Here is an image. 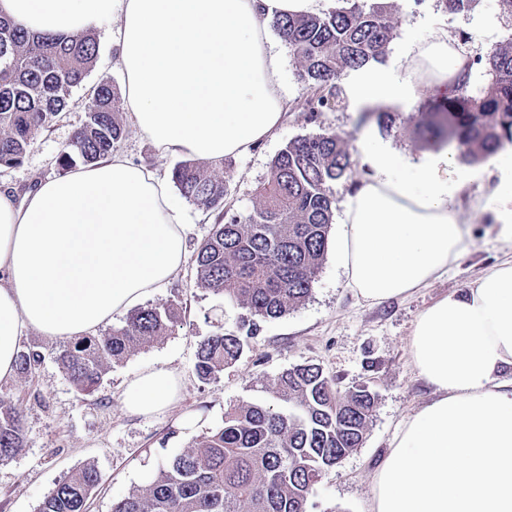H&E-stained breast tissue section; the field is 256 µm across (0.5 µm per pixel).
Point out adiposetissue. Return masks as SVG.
<instances>
[{"label": "adipose tissue", "mask_w": 512, "mask_h": 512, "mask_svg": "<svg viewBox=\"0 0 512 512\" xmlns=\"http://www.w3.org/2000/svg\"><path fill=\"white\" fill-rule=\"evenodd\" d=\"M330 0H0L31 32L71 35L116 20L125 108L168 157L220 160L271 137L287 100L269 47L275 18ZM468 57L446 29L405 56L403 74L366 68L355 107L413 102L455 85ZM367 172L343 201L336 259L370 304L425 288L467 250L453 205L467 178L441 150L404 169L365 137ZM181 205L167 178L111 154L17 194L0 183V381L15 373L24 332L70 340L94 332L172 282L187 258ZM409 353L436 392L403 423L373 480L372 512H512V260L417 317ZM164 370L129 384L124 408L171 405Z\"/></svg>", "instance_id": "1"}]
</instances>
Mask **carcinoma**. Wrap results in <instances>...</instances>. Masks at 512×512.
I'll list each match as a JSON object with an SVG mask.
<instances>
[{"label": "carcinoma", "mask_w": 512, "mask_h": 512, "mask_svg": "<svg viewBox=\"0 0 512 512\" xmlns=\"http://www.w3.org/2000/svg\"><path fill=\"white\" fill-rule=\"evenodd\" d=\"M322 14L277 18L301 82L313 89L298 111L340 107L342 74L380 63L393 38L389 0H337ZM99 43L91 30L75 36L30 33L0 17V168L23 163L37 136L66 111L73 89L93 67ZM491 75L477 91L469 76L453 86L423 126L438 146L453 143L475 164L512 144V42L477 59ZM123 101L107 82L92 88L85 119L57 164L66 172L91 165L122 141ZM351 165L348 144L334 133L288 142L255 189L247 214L224 209V162L177 163L171 179L180 194L215 215L195 259L197 286L242 310L239 329L217 331L200 342L194 370L210 380L242 356L260 322L279 318L305 302L322 264L333 217L331 184ZM183 325L171 301L131 311L100 336L62 347L56 361L82 395L92 394L114 363ZM41 351L25 345L16 372L31 377ZM375 405L363 387L341 391L316 364L286 369L262 384V394L224 411V424L198 437L145 487L112 505V512H308L322 473L362 447ZM18 411L0 399V460L22 447ZM97 466L76 468L44 497L37 512H86L101 486Z\"/></svg>", "instance_id": "obj_1"}]
</instances>
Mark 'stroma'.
<instances>
[{
	"mask_svg": "<svg viewBox=\"0 0 512 512\" xmlns=\"http://www.w3.org/2000/svg\"><path fill=\"white\" fill-rule=\"evenodd\" d=\"M391 3L395 29L383 67L395 78L403 74V54L433 29L465 35V45L474 57L512 39V20L500 13L497 0H479L473 10L464 13L444 11L438 0ZM95 33L97 62L83 86L73 91L67 114L37 138L21 166L0 169L1 182L23 192L57 176L56 159L85 118L91 88L103 80L123 87L116 22L101 24ZM271 49L282 62L280 79L290 109L273 136L248 154L225 158V204L232 211L245 214L252 209L255 189L267 177L272 159L289 141L300 137L328 132L349 141L351 166L332 186L337 223L342 220L346 195L364 173L359 150L364 134L389 143L409 163L433 153V146L415 135L414 126L426 118L435 94L425 92L409 105L391 106L388 123H361L358 112L348 104L312 116L295 109L308 91L297 76L287 44L275 34ZM458 166L468 174L467 186L459 194L458 217L470 225L471 237L465 256L447 274L429 287L371 305L347 288L335 250L327 249L305 303L281 318L261 323L240 360L210 381L201 380L194 371L198 343L219 328H235L239 311L225 304L223 296L197 287L192 258L213 224L195 205L184 203L189 260L171 284L148 299L152 305L181 301V329L112 366L87 397L76 392L57 364L59 341L34 331L22 336L23 344L38 346L43 361L32 378L17 376L0 382V395L16 404L26 434L23 448L0 461V512H36L55 483L87 462L95 463L104 478L90 512H112L113 502L133 488L148 485L168 460L190 448L201 434L222 425L227 406L257 396L266 378L310 363L320 365L340 390L367 387L375 397V408L362 447L323 472L310 497L309 512H370L373 475L394 433L434 394L414 369L409 354L416 318L440 297L467 287L493 265L512 259V237L501 232L506 218L491 206L505 170L494 156L479 164L462 160ZM153 369L180 378L179 398L149 416L128 414L123 408L128 384L140 372Z\"/></svg>",
	"mask_w": 512,
	"mask_h": 512,
	"instance_id": "35a3bbf8",
	"label": "stroma"
}]
</instances>
